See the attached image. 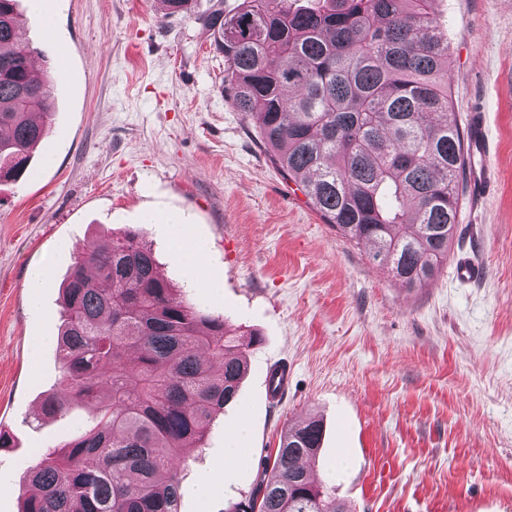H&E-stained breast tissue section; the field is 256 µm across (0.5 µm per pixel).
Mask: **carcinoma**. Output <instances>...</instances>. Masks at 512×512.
Listing matches in <instances>:
<instances>
[{
  "label": "carcinoma",
  "instance_id": "carcinoma-1",
  "mask_svg": "<svg viewBox=\"0 0 512 512\" xmlns=\"http://www.w3.org/2000/svg\"><path fill=\"white\" fill-rule=\"evenodd\" d=\"M18 0H0V183L25 173L47 134L53 81L29 65ZM435 0H221L203 16L224 55V94L259 129L278 169L323 221L404 287L448 259L470 158L453 112L448 36ZM61 384L97 424L42 451L21 512H180L187 450L239 392L258 343L194 306L140 235L79 252L62 284ZM323 423L288 427L234 512H348L316 484Z\"/></svg>",
  "mask_w": 512,
  "mask_h": 512
}]
</instances>
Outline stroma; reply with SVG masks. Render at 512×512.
<instances>
[{"mask_svg":"<svg viewBox=\"0 0 512 512\" xmlns=\"http://www.w3.org/2000/svg\"><path fill=\"white\" fill-rule=\"evenodd\" d=\"M160 0H21L19 34L54 79L52 128L18 182L0 184V512H20L17 487L41 450L95 426L91 405L41 418L64 395L57 336L60 287L75 254L133 229L164 278L190 302L257 335L237 398L211 424L184 472L212 479L181 512H233L255 490L288 426L322 419L310 466L349 512H512V0H436L448 36L459 122L485 115L493 192L462 197L448 261L414 290L339 236L285 178L252 122L224 94V57L200 16ZM69 48L59 59L58 44ZM180 211L206 271L201 288L166 225L143 211ZM473 257L477 283L456 279ZM53 282L39 310L29 270ZM288 390L266 397L269 364ZM245 423V454L224 450ZM49 280V272L45 269L37 268L30 272L26 288L27 301L32 307H37L40 292L47 288Z\"/></svg>","mask_w":512,"mask_h":512,"instance_id":"stroma-1","label":"stroma"}]
</instances>
